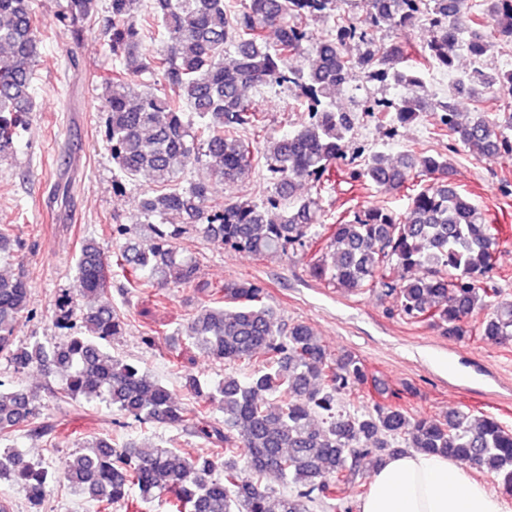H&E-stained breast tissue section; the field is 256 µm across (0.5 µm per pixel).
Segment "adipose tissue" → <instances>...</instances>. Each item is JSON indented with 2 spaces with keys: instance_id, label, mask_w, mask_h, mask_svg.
<instances>
[{
  "instance_id": "ef3b65f1",
  "label": "adipose tissue",
  "mask_w": 512,
  "mask_h": 512,
  "mask_svg": "<svg viewBox=\"0 0 512 512\" xmlns=\"http://www.w3.org/2000/svg\"><path fill=\"white\" fill-rule=\"evenodd\" d=\"M359 512H512V499L491 491L465 465L411 452L375 470Z\"/></svg>"
}]
</instances>
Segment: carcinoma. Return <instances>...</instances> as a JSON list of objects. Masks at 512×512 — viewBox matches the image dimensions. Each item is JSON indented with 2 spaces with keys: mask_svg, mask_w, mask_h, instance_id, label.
<instances>
[{
  "mask_svg": "<svg viewBox=\"0 0 512 512\" xmlns=\"http://www.w3.org/2000/svg\"><path fill=\"white\" fill-rule=\"evenodd\" d=\"M60 0L54 26L81 40L99 22L115 65L101 77L103 140L123 189L146 174L139 224L110 225L112 258L99 243L80 240L73 288L56 304L66 340L46 345L18 340L30 314L25 275L0 276V354L14 374H61L60 387H43L57 407L76 410L96 397L122 419L189 431L204 450L134 442L87 440L61 475L96 512L159 500L164 512H352L346 488L360 465L374 466L410 450L446 455L496 475L512 492V430L493 415L454 411L438 418L409 412L410 389L378 390L382 399L349 412L339 395L369 381L352 353L332 355L304 323L281 322L252 281L213 286L183 335L190 347L247 370L224 374L211 389L170 360L190 400L147 377L140 364L114 357L124 312L99 303L110 291L112 268L123 290L186 288L197 261L181 247L186 230L226 250L262 257L311 254L313 276L351 293L393 295L398 315L456 339L473 334L493 344L512 342V299L494 282L501 229L487 222L472 199L448 182L443 154L401 152L368 157L350 153L355 116L336 109V89L375 84L399 90L387 98L368 93L360 111L394 133L424 112L433 113L454 144L476 157L512 161V110L488 119L482 112L458 121L448 99L423 97L424 74L452 68L448 42L465 43L483 57L493 39L512 42V0H369L365 20L337 13L339 0ZM310 19L332 21L315 38ZM495 30L488 31V21ZM430 28L419 60L404 64V45L381 44L379 31ZM160 33L150 58L139 52L144 33ZM364 53L353 57L354 38ZM43 34L32 0H0V155L13 150L36 111L34 79ZM162 75L151 86L143 75ZM259 85L296 88L307 118L279 137L266 136L264 115L248 92ZM495 85L512 88V69L475 70L454 87L477 102ZM263 164L271 193L258 204L212 195L210 182L235 185ZM354 182L405 192V212L384 205L349 210L325 223L324 194L333 190V166ZM193 170L201 176L188 181ZM426 177L430 183L418 184ZM307 185L306 194L296 187ZM170 214L184 225L167 224ZM321 230H316V227ZM18 244L11 224H0V254ZM222 413L214 416L213 410ZM55 415L37 391L0 380V479L16 482L35 505L44 501L48 471L27 461L12 441L56 437ZM289 487L274 497L268 481Z\"/></svg>",
  "mask_w": 512,
  "mask_h": 512,
  "instance_id": "cac0c4a2",
  "label": "carcinoma"
}]
</instances>
